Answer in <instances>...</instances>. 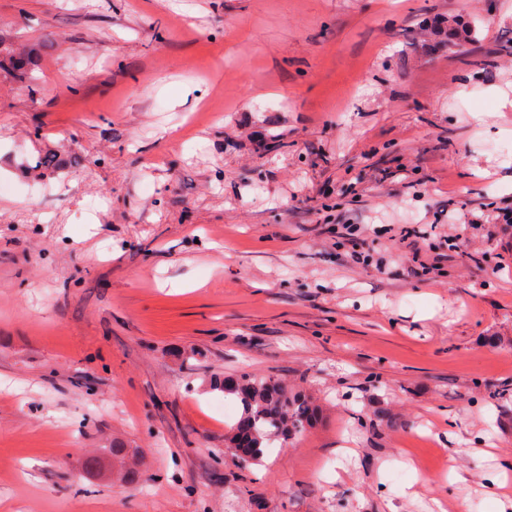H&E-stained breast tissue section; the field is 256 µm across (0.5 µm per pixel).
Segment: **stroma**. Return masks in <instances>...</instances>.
<instances>
[{"instance_id": "1", "label": "stroma", "mask_w": 512, "mask_h": 512, "mask_svg": "<svg viewBox=\"0 0 512 512\" xmlns=\"http://www.w3.org/2000/svg\"><path fill=\"white\" fill-rule=\"evenodd\" d=\"M0 39V512H512V0H0ZM435 221L502 269L409 272ZM244 372L322 409L247 466ZM31 59L32 55L22 56V59L19 58L0 42V70L7 68L16 78L30 82L32 79L29 69ZM125 457V448H112V460L109 457L93 458L88 461V465L92 470L98 473H108V475L117 481H125V483H133L136 479L135 471L127 469L122 465V460ZM121 463L117 468L115 463Z\"/></svg>"}]
</instances>
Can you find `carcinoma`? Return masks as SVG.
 I'll use <instances>...</instances> for the list:
<instances>
[{
	"label": "carcinoma",
	"instance_id": "1",
	"mask_svg": "<svg viewBox=\"0 0 512 512\" xmlns=\"http://www.w3.org/2000/svg\"><path fill=\"white\" fill-rule=\"evenodd\" d=\"M32 56L19 57L8 47L0 44V70L6 68L16 78L29 82L32 79L29 65ZM224 392L236 396L242 413L235 426L224 436V448L220 453L231 451L238 445L240 437H245L246 459L255 461L260 457V449L268 447L276 440H292L311 426L315 416V405L306 394L289 389L271 377L245 374L237 379L224 381ZM125 449H112V457L93 458L88 461L91 469L108 473L117 481L127 484L136 479L135 471L123 466Z\"/></svg>",
	"mask_w": 512,
	"mask_h": 512
}]
</instances>
